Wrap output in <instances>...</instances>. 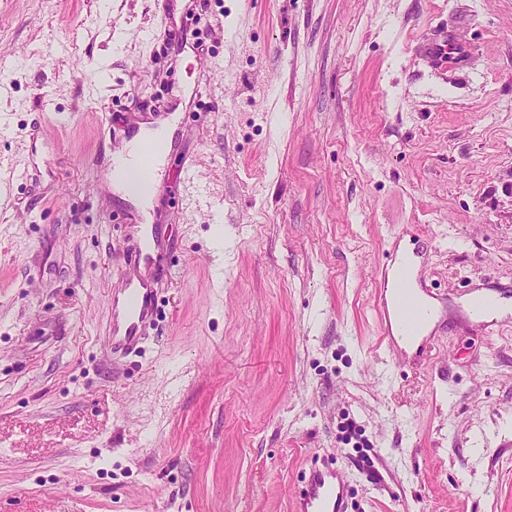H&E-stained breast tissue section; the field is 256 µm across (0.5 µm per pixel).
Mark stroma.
Here are the masks:
<instances>
[{
	"instance_id": "obj_1",
	"label": "stroma",
	"mask_w": 512,
	"mask_h": 512,
	"mask_svg": "<svg viewBox=\"0 0 512 512\" xmlns=\"http://www.w3.org/2000/svg\"><path fill=\"white\" fill-rule=\"evenodd\" d=\"M0 0V512H292L310 466L347 512H512V0ZM461 46L441 68L427 39ZM56 104L43 112V94ZM138 349L111 356L132 202L112 154L170 104ZM223 200L182 213V162ZM447 301L394 360L373 304L396 231ZM164 14L159 26L148 31V36L156 40H165L173 36V42L178 49H182L194 40V29L188 23L187 18H180L176 23L173 16V9L166 4L163 7Z\"/></svg>"
}]
</instances>
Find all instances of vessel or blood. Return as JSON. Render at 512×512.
Returning <instances> with one entry per match:
<instances>
[{
    "mask_svg": "<svg viewBox=\"0 0 512 512\" xmlns=\"http://www.w3.org/2000/svg\"><path fill=\"white\" fill-rule=\"evenodd\" d=\"M150 38L173 39L177 48H184L194 39V30L187 19H175L172 9H165L159 26L149 30ZM176 146L175 140L165 142L144 141L130 151L113 156L112 174L121 176L137 172L144 178L146 193L161 192L154 173L166 156ZM179 186L188 205L215 209L216 201L201 185L196 164L184 162L179 177ZM420 260L416 251L395 249L389 251L385 266L379 267V281H386L388 269L400 266L404 276L393 296L379 294L375 310L380 319L381 333L387 347H394L397 339L418 343L423 354H431L434 345L425 338L422 330L433 317L434 309L428 304L425 288L413 287L408 275ZM155 294L150 288H127L123 298L112 301V334L108 340L111 355L121 356L139 344L144 334L145 321L154 305ZM305 488L296 503L295 512H344L345 483L336 471L311 468L304 475Z\"/></svg>",
    "mask_w": 512,
    "mask_h": 512,
    "instance_id": "1",
    "label": "vessel or blood"
}]
</instances>
